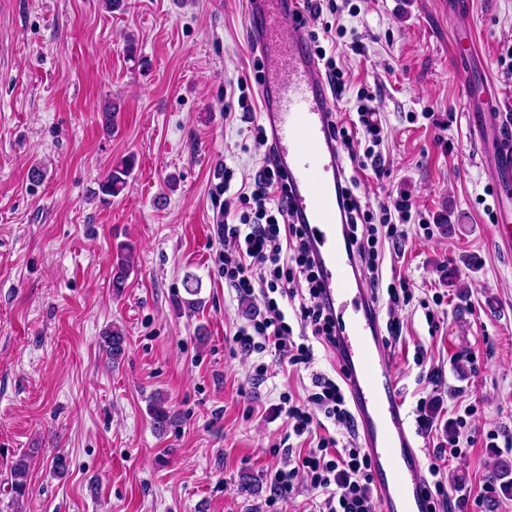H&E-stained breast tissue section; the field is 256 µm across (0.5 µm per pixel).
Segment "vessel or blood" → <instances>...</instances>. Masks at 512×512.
Listing matches in <instances>:
<instances>
[{"label": "vessel or blood", "instance_id": "1", "mask_svg": "<svg viewBox=\"0 0 512 512\" xmlns=\"http://www.w3.org/2000/svg\"><path fill=\"white\" fill-rule=\"evenodd\" d=\"M253 49L275 60L259 89L270 146L292 189L295 219L305 224L337 326L334 351L353 408L359 444L371 464L382 512H431L421 464L422 448L385 358L378 308L364 281L349 283L355 252L337 227L343 222V148L332 130L326 77L297 19L299 0H248ZM479 159L497 187L495 243H512V127L492 80L465 86Z\"/></svg>", "mask_w": 512, "mask_h": 512}]
</instances>
